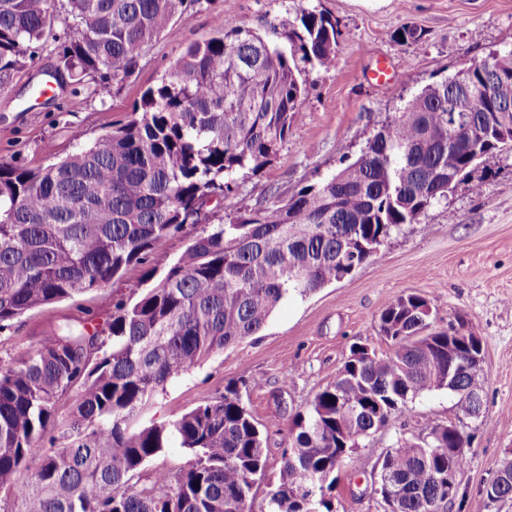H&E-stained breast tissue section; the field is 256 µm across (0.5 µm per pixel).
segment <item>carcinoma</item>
<instances>
[{
  "instance_id": "1",
  "label": "carcinoma",
  "mask_w": 512,
  "mask_h": 512,
  "mask_svg": "<svg viewBox=\"0 0 512 512\" xmlns=\"http://www.w3.org/2000/svg\"><path fill=\"white\" fill-rule=\"evenodd\" d=\"M211 0H0V90L53 42L58 71L103 92L128 75L175 18ZM213 35L189 45L148 88L132 118L88 148L39 168L0 163V332L27 311L102 288L143 265L203 205L267 165L305 93L302 69L336 60L339 32L322 13L273 33L283 48L224 11ZM463 82L428 86L368 139L356 160L281 204L203 229L158 285L113 305L108 330L85 323L0 364V497L9 512H332L325 489L357 460L361 442L393 414L438 389L479 417L482 382L471 349L457 348L448 383V332L430 328L428 301L401 293L382 311L379 356L354 346L336 382L297 414L278 481L260 510L261 429L232 384L170 426L132 421L168 380L258 333L290 294L306 296L368 262L418 224L484 156L512 149V50L471 62ZM80 387L64 443L35 449ZM177 438L189 460L175 478L141 468ZM469 439L435 424L398 437L380 460L390 512H448V473L469 460ZM487 506L512 499V459L498 467Z\"/></svg>"
}]
</instances>
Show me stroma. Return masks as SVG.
I'll return each mask as SVG.
<instances>
[{"instance_id": "obj_1", "label": "stroma", "mask_w": 512, "mask_h": 512, "mask_svg": "<svg viewBox=\"0 0 512 512\" xmlns=\"http://www.w3.org/2000/svg\"><path fill=\"white\" fill-rule=\"evenodd\" d=\"M219 10L264 35L271 25L294 22L301 11L323 13L340 32L336 60L331 67L302 72L306 92L298 118L266 167L208 203L202 223L185 225L146 265L129 267L106 287L26 312L0 334V363L31 353L65 327L88 320L106 325L113 299L133 301L157 285L205 225L288 200L303 186L330 177L354 161L366 140L424 88L468 62L512 48V0H212L178 15L170 31L145 50L133 74L112 79L104 99L89 80L79 85L68 80L53 95H33V87L58 65L52 45H45L36 64L0 91V162L46 165L128 121L142 92L160 82L184 48L210 37L212 14ZM404 25L421 29L422 40L393 39V31ZM380 58L391 69L383 87L371 78ZM476 183L477 194L471 190ZM403 292L428 300L433 329H447L461 317L482 336V411L476 418L464 416L457 395L448 390L418 397L411 410L394 415L386 432L365 439L358 461L340 472L332 493L335 510L384 512L371 489L372 473L396 435L414 439L432 424L453 423L470 434L471 448L470 462L457 477L460 504L448 512H512V499L486 510L481 494L501 461L512 457L510 152L483 157L447 202L405 226L351 276L282 300L259 333L172 378L136 423L171 424L235 383L265 438L266 479L253 489L256 502H263L268 482L279 476L292 418L335 382L351 346L387 351L379 317Z\"/></svg>"}]
</instances>
